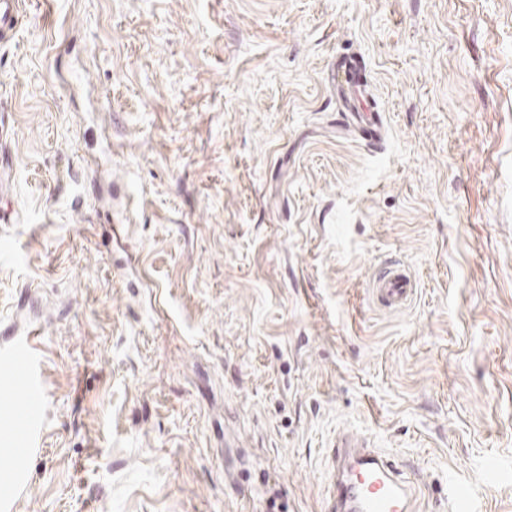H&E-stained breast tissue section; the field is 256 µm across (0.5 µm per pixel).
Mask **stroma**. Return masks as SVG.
<instances>
[{
	"label": "stroma",
	"instance_id": "1",
	"mask_svg": "<svg viewBox=\"0 0 512 512\" xmlns=\"http://www.w3.org/2000/svg\"><path fill=\"white\" fill-rule=\"evenodd\" d=\"M0 42L15 512H325L336 434L512 512V0H21ZM355 52L387 124L343 134ZM389 261L419 282L379 309ZM35 336L31 339L34 340ZM31 339L17 344L16 348L20 354V361L23 370L22 381L24 384V392L17 396L15 404L17 410L23 409L24 413L28 414V422L24 437V447L20 448V452L26 455L32 450V442L34 434L37 431L39 411L42 400L40 397L39 388V370L40 361L38 354L31 343Z\"/></svg>",
	"mask_w": 512,
	"mask_h": 512
}]
</instances>
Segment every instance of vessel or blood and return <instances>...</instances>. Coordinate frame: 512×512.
Wrapping results in <instances>:
<instances>
[{"mask_svg":"<svg viewBox=\"0 0 512 512\" xmlns=\"http://www.w3.org/2000/svg\"><path fill=\"white\" fill-rule=\"evenodd\" d=\"M19 0H0V38L7 36L19 21ZM365 68L362 56L346 54L337 58L330 79L346 118L347 130L356 139L379 144L385 137L382 115L372 94L359 74ZM367 102L359 110L358 102ZM377 303L386 310H399L411 302L416 282L400 264L382 266L371 284ZM23 370V392L15 403L28 415L24 437L32 444L38 427L42 403L39 388L40 361L31 341L18 344ZM415 490L397 465L378 449L366 435L344 432L338 435L332 456V478L327 512H415ZM451 512H474L471 490L456 479L448 481Z\"/></svg>","mask_w":512,"mask_h":512,"instance_id":"vessel-or-blood-1","label":"vessel or blood"}]
</instances>
